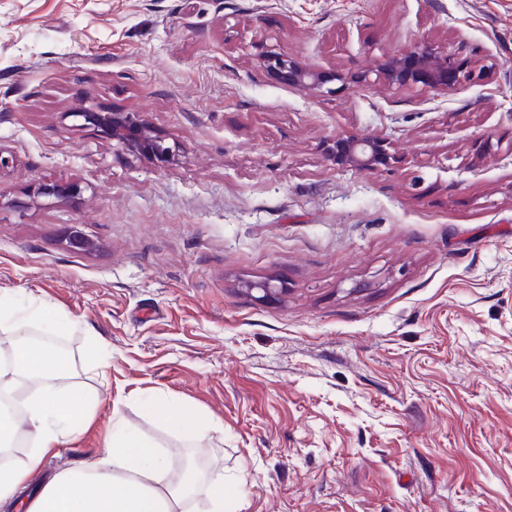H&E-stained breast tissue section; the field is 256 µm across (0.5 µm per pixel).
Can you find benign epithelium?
I'll use <instances>...</instances> for the list:
<instances>
[{"instance_id":"obj_1","label":"benign epithelium","mask_w":512,"mask_h":512,"mask_svg":"<svg viewBox=\"0 0 512 512\" xmlns=\"http://www.w3.org/2000/svg\"><path fill=\"white\" fill-rule=\"evenodd\" d=\"M261 65L275 78L289 85L319 89L336 80V74L310 72L278 55H264ZM378 72L390 84L421 85L436 90H448L473 80V72L463 68L455 59L442 56L427 45L418 46L389 59ZM75 116L98 128L121 148L139 156L167 163L176 155V146L153 132L138 112H108L95 107L86 108ZM328 157L340 165L356 163L362 171H374L389 165L392 155L387 143L362 134H347L332 141ZM82 189L71 183H42L38 193L55 198H74Z\"/></svg>"}]
</instances>
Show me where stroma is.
Instances as JSON below:
<instances>
[{
    "instance_id": "1",
    "label": "stroma",
    "mask_w": 512,
    "mask_h": 512,
    "mask_svg": "<svg viewBox=\"0 0 512 512\" xmlns=\"http://www.w3.org/2000/svg\"><path fill=\"white\" fill-rule=\"evenodd\" d=\"M421 43L473 81L377 76ZM267 52L337 79L282 83ZM91 105L142 113L175 160L121 149ZM349 133L391 164L329 160ZM0 153V311L44 302L28 333L97 392L29 493L117 412L223 472L228 512H512V0H0ZM155 397L213 430L163 425Z\"/></svg>"
}]
</instances>
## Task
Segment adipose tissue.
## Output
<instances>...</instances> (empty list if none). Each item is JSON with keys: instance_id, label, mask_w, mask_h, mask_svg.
<instances>
[{"instance_id": "1", "label": "adipose tissue", "mask_w": 512, "mask_h": 512, "mask_svg": "<svg viewBox=\"0 0 512 512\" xmlns=\"http://www.w3.org/2000/svg\"><path fill=\"white\" fill-rule=\"evenodd\" d=\"M42 311L32 303L22 315L0 319V341L9 344L12 360L0 363V391L31 383L36 392L26 401L21 415L29 429V448L18 464L0 465V508L14 512L23 498L30 476L44 457L64 440L76 437L82 421L68 410L86 405L88 394L68 378L73 369L67 354L25 342L23 332ZM170 459L151 442L131 432L120 416L102 454L80 466L57 473L27 512H188L187 502L203 495L208 512H224V477L201 472L190 486L169 481Z\"/></svg>"}]
</instances>
